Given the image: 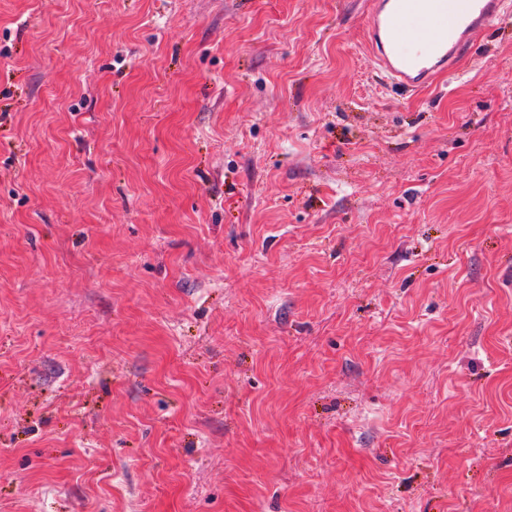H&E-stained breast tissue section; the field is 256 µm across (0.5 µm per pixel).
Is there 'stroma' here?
I'll list each match as a JSON object with an SVG mask.
<instances>
[{
	"instance_id": "stroma-1",
	"label": "stroma",
	"mask_w": 512,
	"mask_h": 512,
	"mask_svg": "<svg viewBox=\"0 0 512 512\" xmlns=\"http://www.w3.org/2000/svg\"><path fill=\"white\" fill-rule=\"evenodd\" d=\"M0 0V512H512V0ZM505 0H372L366 40L376 68L404 89L451 70L503 12Z\"/></svg>"
}]
</instances>
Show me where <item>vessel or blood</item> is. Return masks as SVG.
<instances>
[{"mask_svg": "<svg viewBox=\"0 0 512 512\" xmlns=\"http://www.w3.org/2000/svg\"><path fill=\"white\" fill-rule=\"evenodd\" d=\"M505 0H371L366 40L376 68L405 89L451 70L503 12Z\"/></svg>", "mask_w": 512, "mask_h": 512, "instance_id": "obj_1", "label": "vessel or blood"}]
</instances>
